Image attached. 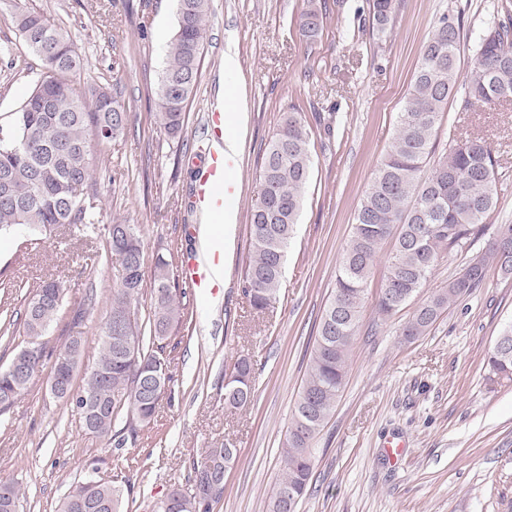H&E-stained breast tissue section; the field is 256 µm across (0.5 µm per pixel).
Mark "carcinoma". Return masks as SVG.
I'll use <instances>...</instances> for the list:
<instances>
[{
  "mask_svg": "<svg viewBox=\"0 0 512 512\" xmlns=\"http://www.w3.org/2000/svg\"><path fill=\"white\" fill-rule=\"evenodd\" d=\"M177 30L167 50L156 105L167 132L183 133L185 112L197 84L210 0H177ZM15 15L17 28L44 71L8 129L0 128V235L18 227L43 232L68 224L94 223V198L86 189L95 173L89 130L110 141L125 128V106L107 87L92 91V103L74 77L83 58L73 40L48 18L27 9L25 0H0ZM394 0H370L372 30L385 33ZM301 35L314 40L322 26L319 9L301 15ZM461 19L439 18L423 42L406 101L399 112L392 144L356 210L352 233L336 269L335 283L322 312L310 351L303 384L282 441L281 478L272 490L267 512H289L288 496L302 500L315 466L314 442L334 413L347 366L363 320L368 282L381 246L393 241L380 291L377 317L384 320L404 307L424 288L441 252L460 247L479 235L485 217L496 208L497 160L486 140H454L438 150L437 130L448 99L465 89L466 105L491 107L512 97V21L487 28L466 73L457 65ZM309 134L301 113L287 112L268 144L259 179L260 198L250 210L251 252L243 269V293L250 307L263 312L280 297L288 248L303 206L310 178ZM511 236L501 245L489 243L473 256L463 273L424 300L401 328L406 340L424 336L443 310L478 288L491 265L512 275ZM118 257L111 313L99 336L97 357L69 401L84 431L123 445L119 421L130 435L151 423L159 402L172 392L173 374L165 356L173 328L187 313L186 293L171 279L172 255L155 258L150 283H145L143 241L138 225H112V249ZM150 287L147 323L131 311L145 287ZM67 292L58 279L42 281L24 309L26 346L32 357L23 375L0 366V414L28 390L45 363L48 328ZM83 339L72 336L54 362L79 363ZM487 366L497 379L512 382V325L497 337L487 354ZM255 369L248 357L235 360L224 375V405L247 407L254 399ZM238 459V448L226 439L208 450L193 467L187 487L172 489L155 512H212L220 498L198 493L202 481L225 483L226 472ZM22 495L15 482H0V512H17ZM124 489L108 481L86 478L74 483L60 512H121Z\"/></svg>",
  "mask_w": 512,
  "mask_h": 512,
  "instance_id": "cac0c4a2",
  "label": "carcinoma"
}]
</instances>
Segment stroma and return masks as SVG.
Masks as SVG:
<instances>
[{"label":"stroma","instance_id":"35a3bbf8","mask_svg":"<svg viewBox=\"0 0 512 512\" xmlns=\"http://www.w3.org/2000/svg\"><path fill=\"white\" fill-rule=\"evenodd\" d=\"M69 33L84 59L81 86H107L127 108L125 130L93 143L98 167L96 233L64 226L50 235L28 230L0 236V282L15 311L28 293L55 278L68 285L43 341L57 353L69 337L84 340L79 371L90 367L111 310L115 270L104 254L111 224L138 225L144 268L156 254L197 253L186 224H204L192 193L208 146L205 114L238 92L246 120L231 175L236 214L224 236V286L189 296L191 318L174 330L167 354L175 376L149 427L124 447L86 435L39 373L0 415V481L25 494L18 512H57L69 486L89 475L129 484L127 512H153L186 485L206 451L232 440L239 457L213 512H267L280 476V445L308 364L320 315L349 242L354 213L396 132L419 50L441 15L462 20L460 67L478 41L506 19L512 0H396L387 33L373 35L368 0H212L195 96L182 136L157 116L156 90L177 26L175 0H26ZM325 11L320 35L304 40L303 10ZM238 64L225 70L224 54ZM42 63L27 50L10 8L0 9V125L9 126ZM302 112L313 168L297 234L288 250L280 300L262 313L242 291L250 253L249 213L260 194L263 150L284 112ZM479 136L496 151L499 201L483 232L442 252L423 289L431 294L461 273L496 227L512 224V102L469 107L448 101L438 146ZM390 245H383L368 285L365 318L335 412L315 443L313 483L298 512H512V384L493 381L486 356L512 324V276L488 267L472 294L445 310L430 332L403 340L405 306L376 322L373 305ZM95 302H88V292ZM254 364L256 391L242 410L224 406V374L238 356ZM406 445L390 461L388 441Z\"/></svg>","mask_w":512,"mask_h":512}]
</instances>
